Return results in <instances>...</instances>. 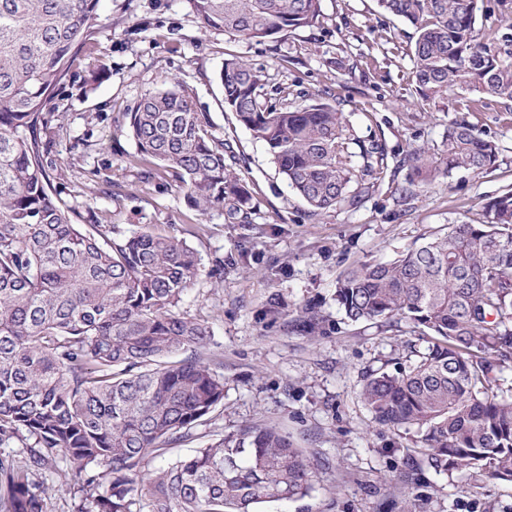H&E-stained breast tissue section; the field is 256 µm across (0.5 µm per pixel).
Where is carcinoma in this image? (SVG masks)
Returning a JSON list of instances; mask_svg holds the SVG:
<instances>
[{
	"mask_svg": "<svg viewBox=\"0 0 512 512\" xmlns=\"http://www.w3.org/2000/svg\"><path fill=\"white\" fill-rule=\"evenodd\" d=\"M101 0H0V512H51L60 465L73 482L57 491L75 512H258L303 498L313 471L274 426L223 435L188 456L150 460L192 438L224 401V376L193 353L209 327L178 312L199 271L185 240L148 228L112 236L77 224L53 197L45 165L43 107L73 52L98 25ZM416 30V91L443 97L475 87L512 102V65L476 43L477 0H378ZM204 30L264 41L318 20L321 0H191ZM224 104L263 142L288 186L315 213L375 172L384 149L351 137L342 113L316 101H271L269 74L227 59ZM171 79L145 95L126 132L139 161L179 175L205 214L250 195L225 163L224 144ZM444 157L408 154L417 180L402 198L456 168L487 172L499 146L474 127L448 125ZM352 322L399 316L430 333L395 374L372 373L362 399L374 422L414 431L436 471L476 470L512 481V394L494 390V368L512 359V190L485 206L481 224L448 231L391 262L366 263L336 284Z\"/></svg>",
	"mask_w": 512,
	"mask_h": 512,
	"instance_id": "1",
	"label": "carcinoma"
}]
</instances>
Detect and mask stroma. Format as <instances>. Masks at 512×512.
I'll return each mask as SVG.
<instances>
[{
	"instance_id": "1",
	"label": "stroma",
	"mask_w": 512,
	"mask_h": 512,
	"mask_svg": "<svg viewBox=\"0 0 512 512\" xmlns=\"http://www.w3.org/2000/svg\"><path fill=\"white\" fill-rule=\"evenodd\" d=\"M478 7V42L504 50L512 64V0ZM100 14L43 109L45 160L62 170L55 195L78 223L108 224L116 235L146 227L184 239L201 259L180 312L211 330L200 355L223 374L224 401L169 455L275 426L303 451L313 487L262 512H512V482L429 468L414 433L373 421L361 399L366 377L407 366L427 337L400 317L349 321L334 296L350 268L394 259L449 225L482 223L485 204L512 188V104L476 88L421 99L412 75L415 29L378 0H321L315 26L262 42L202 32L189 0H101ZM232 58L265 68L292 106L328 99L356 138L384 144L380 172L313 214L225 106L219 73ZM171 77L223 141L227 164L251 195L246 217L221 208L200 214L173 173L133 163L124 115ZM454 121L497 142L495 168L453 170L400 200L411 176L405 154L441 153ZM273 301L276 316L268 312ZM308 311L324 317L312 334L300 326Z\"/></svg>"
}]
</instances>
